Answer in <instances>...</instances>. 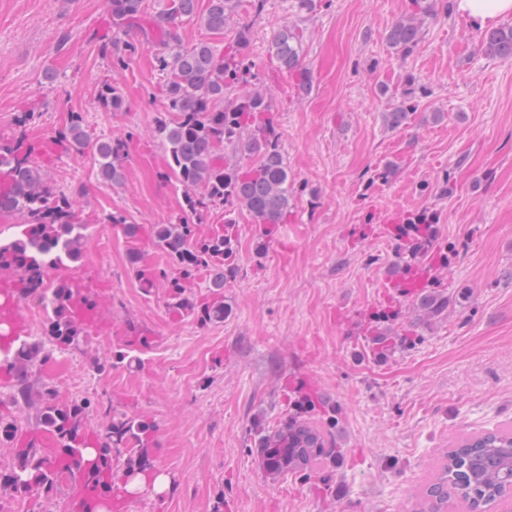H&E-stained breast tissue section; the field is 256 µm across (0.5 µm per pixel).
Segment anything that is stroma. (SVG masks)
Segmentation results:
<instances>
[{"label":"stroma","instance_id":"1","mask_svg":"<svg viewBox=\"0 0 512 512\" xmlns=\"http://www.w3.org/2000/svg\"><path fill=\"white\" fill-rule=\"evenodd\" d=\"M431 0L410 54L387 41L411 0H239L234 26L215 35L183 23V45L221 46L250 30L248 56L278 119L288 161L292 215L259 243L237 210L239 273L227 284L231 313L201 325L175 315L164 285L142 286L128 259L120 213L150 229L184 217V191L165 179L155 134L165 104L154 43L144 28L165 6L146 0L131 28L111 27L102 0H0V135L31 107L28 132L44 135L81 113L82 156L38 158L86 222L83 254L70 269L89 276L103 321L79 350H51L30 382L52 381L62 401L92 399L157 425L159 467L171 492L146 490L123 512H413L435 466L459 440L512 431V61L489 58L482 30ZM301 35L309 89L279 70L267 49L288 24ZM135 43L118 77L125 104L105 110L110 74L102 45ZM426 87L399 129L383 115L407 78ZM128 140L118 183L103 182L96 143ZM394 165L385 183L374 171ZM437 212L448 249L435 288L458 296L446 317L416 325L402 302L392 332L413 342L375 355L359 332L384 307L383 279L402 264L403 244L375 235L373 220L398 210ZM138 329L150 346L118 356L120 335ZM111 368L98 371L102 361ZM308 377L336 410V468L303 479L267 478L255 459L250 422L276 424L288 408L286 382ZM74 490L49 498L0 494V512H70Z\"/></svg>","mask_w":512,"mask_h":512}]
</instances>
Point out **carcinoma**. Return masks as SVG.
<instances>
[{
  "label": "carcinoma",
  "mask_w": 512,
  "mask_h": 512,
  "mask_svg": "<svg viewBox=\"0 0 512 512\" xmlns=\"http://www.w3.org/2000/svg\"><path fill=\"white\" fill-rule=\"evenodd\" d=\"M426 0H413L414 12L399 19L387 34L388 43L403 54L419 43L424 20L430 15ZM112 26L123 29L143 15L144 0H106ZM238 0H208L198 12V0H171L170 6L153 17L159 34L154 67L164 77L161 91L165 114L156 125L158 139L165 146L169 174L185 191V212L197 215L205 208L226 207L224 223L207 232L185 220L158 224L154 245L172 261L174 273L147 264L142 259L140 228L114 216L112 223L124 225L129 244V261L135 277L144 285L163 282L169 305L177 314H193L202 323L224 321L229 309L224 302V283L237 270L238 249L235 208L245 209L259 236L266 240L278 225L288 221L290 190L288 163L279 146L276 117L265 93L254 87L257 81L248 63V30L218 50L208 42L182 44L180 24L196 19L211 33L222 34L234 20ZM300 36L293 26L276 32L269 46L277 66L295 75L300 85L310 75L300 63ZM482 49L486 56L512 60V26L485 31ZM406 90L404 98L384 114L387 124L398 128L417 107L416 94ZM105 108L118 111L124 98L117 81L105 80L100 91ZM35 119L28 111L18 115L19 132L0 140V216H19L25 224L22 237L0 248V277L11 278L19 299L41 288L46 267L76 263L82 255V219L65 193L60 191L35 164L39 142L25 129ZM82 115L74 113L65 126L54 130L50 142L56 149L80 156L86 147ZM246 157L241 165L224 157V149ZM128 140L114 139L96 145L103 180L117 182ZM433 212L412 213L406 218L402 241L408 247L405 267L420 256L431 255L448 267L438 243ZM212 272L210 293L197 303L192 298L196 272ZM97 307L69 278L59 279L46 296V336L60 349H79L87 343L90 328L80 321L74 308L78 301ZM448 309V295L432 292L416 304L417 320L427 323ZM407 336H393L387 329L372 331L369 342L378 354L392 353ZM44 359L38 343L23 342L0 360V370L14 378L12 401L35 411L37 432L18 433L13 421L0 416V442L10 443L13 462L0 469V492L22 499L49 497L62 482L78 488L73 512H97L107 499L130 497L119 473L133 476L143 472L152 480L151 462L157 453L154 422L115 412L100 402L60 400L55 386L44 382L34 389L28 383L32 368ZM108 418L101 429L87 424L90 409ZM336 414L320 396L291 393L288 411L273 427L255 423L254 453L264 473L272 478L287 475L311 476L320 466L334 467L340 455L336 448ZM512 491V433L492 431L467 439L450 449L422 492L416 512H448V502L458 499L469 512H485Z\"/></svg>",
  "instance_id": "1"
}]
</instances>
